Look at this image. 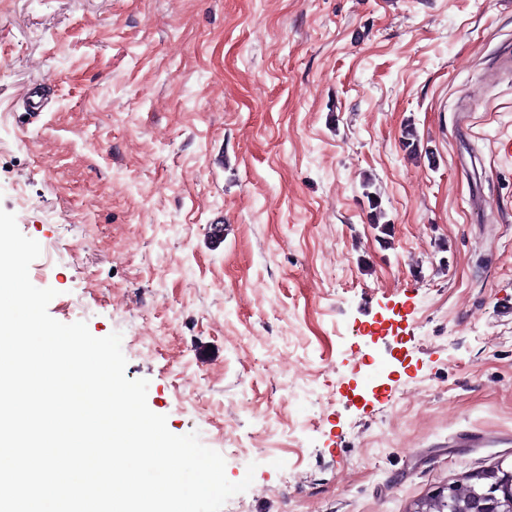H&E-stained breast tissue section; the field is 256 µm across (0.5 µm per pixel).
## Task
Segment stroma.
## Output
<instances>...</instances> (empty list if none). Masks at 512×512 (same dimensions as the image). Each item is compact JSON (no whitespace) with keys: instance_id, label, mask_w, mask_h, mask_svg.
Wrapping results in <instances>:
<instances>
[{"instance_id":"obj_1","label":"stroma","mask_w":512,"mask_h":512,"mask_svg":"<svg viewBox=\"0 0 512 512\" xmlns=\"http://www.w3.org/2000/svg\"><path fill=\"white\" fill-rule=\"evenodd\" d=\"M0 209L243 512L512 465V0H0Z\"/></svg>"}]
</instances>
